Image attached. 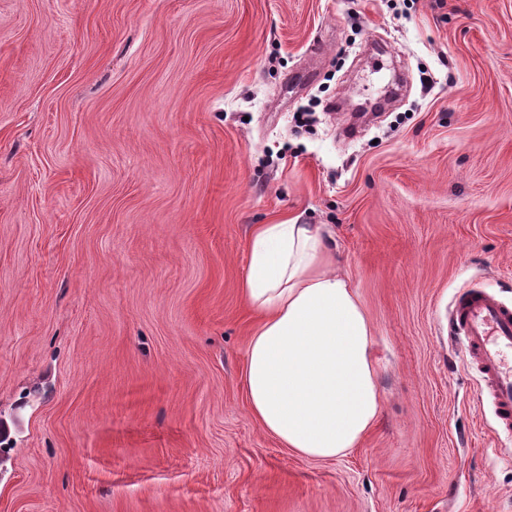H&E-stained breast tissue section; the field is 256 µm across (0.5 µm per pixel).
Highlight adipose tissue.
Wrapping results in <instances>:
<instances>
[{"mask_svg":"<svg viewBox=\"0 0 512 512\" xmlns=\"http://www.w3.org/2000/svg\"><path fill=\"white\" fill-rule=\"evenodd\" d=\"M325 224H257L239 284L257 315L243 374L249 409L282 447L327 460L356 447L382 408L373 330L336 270Z\"/></svg>","mask_w":512,"mask_h":512,"instance_id":"1","label":"adipose tissue"}]
</instances>
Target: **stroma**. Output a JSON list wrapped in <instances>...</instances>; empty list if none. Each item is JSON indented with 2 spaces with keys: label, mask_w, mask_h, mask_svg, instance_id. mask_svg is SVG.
Here are the masks:
<instances>
[{
  "label": "stroma",
  "mask_w": 512,
  "mask_h": 512,
  "mask_svg": "<svg viewBox=\"0 0 512 512\" xmlns=\"http://www.w3.org/2000/svg\"><path fill=\"white\" fill-rule=\"evenodd\" d=\"M330 225L382 410L255 421V224ZM512 305V0H0V512H512L448 334Z\"/></svg>",
  "instance_id": "1"
}]
</instances>
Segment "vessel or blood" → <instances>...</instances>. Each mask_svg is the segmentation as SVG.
Returning <instances> with one entry per match:
<instances>
[{
  "instance_id": "obj_1",
  "label": "vessel or blood",
  "mask_w": 512,
  "mask_h": 512,
  "mask_svg": "<svg viewBox=\"0 0 512 512\" xmlns=\"http://www.w3.org/2000/svg\"><path fill=\"white\" fill-rule=\"evenodd\" d=\"M448 333L463 338L482 375L494 414L512 430V306L479 288L458 291L448 312Z\"/></svg>"
}]
</instances>
